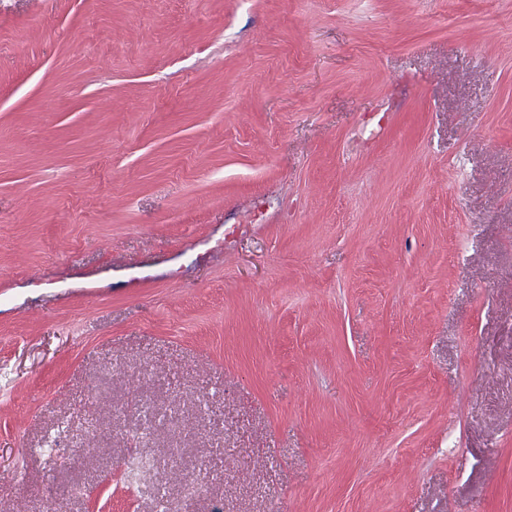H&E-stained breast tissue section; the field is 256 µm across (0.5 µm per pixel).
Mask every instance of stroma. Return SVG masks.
<instances>
[{"mask_svg": "<svg viewBox=\"0 0 512 512\" xmlns=\"http://www.w3.org/2000/svg\"><path fill=\"white\" fill-rule=\"evenodd\" d=\"M51 482L512 512V0H0V512Z\"/></svg>", "mask_w": 512, "mask_h": 512, "instance_id": "stroma-1", "label": "stroma"}]
</instances>
